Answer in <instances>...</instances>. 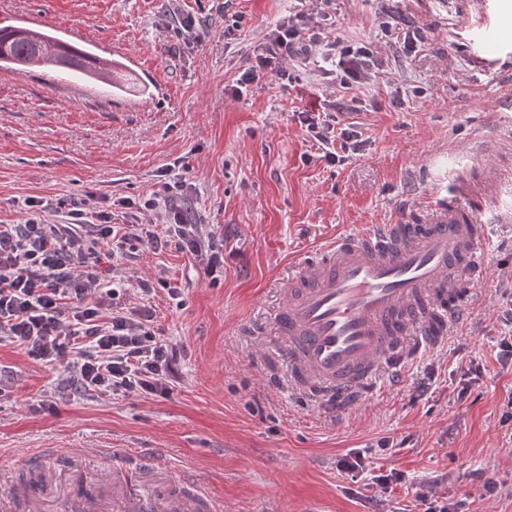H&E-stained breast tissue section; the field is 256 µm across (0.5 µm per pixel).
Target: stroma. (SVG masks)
Wrapping results in <instances>:
<instances>
[{"mask_svg": "<svg viewBox=\"0 0 512 512\" xmlns=\"http://www.w3.org/2000/svg\"><path fill=\"white\" fill-rule=\"evenodd\" d=\"M313 0H0V13L36 16L78 43L108 42L135 56V87L112 96L33 71L0 69V221L20 222L26 198H84L97 206L159 188L175 164L191 188V221L224 234V275L186 254L139 247L103 258L104 277L155 280L156 325L177 349L165 396L80 397L56 370L0 342V469L55 448H102L116 464L159 458L201 481L224 512H421L418 493L463 501L466 512H512V0H333L348 39L386 61L353 123L364 143L330 165L301 115L324 113L335 87L296 64L290 85L263 78L241 97L226 88L250 47L283 15ZM193 15L201 41L176 39L175 13ZM423 28V52L389 46L385 14ZM239 30H232L235 17ZM159 84L139 92L147 76ZM417 87L392 107L397 87ZM495 172L479 200L462 186ZM478 206L489 228L488 274L450 343L379 387L350 414L308 406L283 386L282 341L270 320L292 264L340 233L397 221L423 224L439 197ZM180 287L170 297L168 286ZM481 374L469 378L470 361ZM388 449L377 473L403 483L376 497L337 467L345 454ZM493 480L494 493L483 483Z\"/></svg>", "mask_w": 512, "mask_h": 512, "instance_id": "1", "label": "stroma"}]
</instances>
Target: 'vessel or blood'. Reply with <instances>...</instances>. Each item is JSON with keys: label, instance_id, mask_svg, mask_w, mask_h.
Returning a JSON list of instances; mask_svg holds the SVG:
<instances>
[{"label": "vessel or blood", "instance_id": "obj_1", "mask_svg": "<svg viewBox=\"0 0 512 512\" xmlns=\"http://www.w3.org/2000/svg\"><path fill=\"white\" fill-rule=\"evenodd\" d=\"M486 236L474 210L446 200L429 223L374 224L316 246L314 261L289 278L274 318L286 342L289 394L348 413L376 377L399 386L409 363L464 321L472 285L486 275ZM71 458L72 488L61 487L59 450L47 448L35 458L40 490L21 505L1 492L0 512H201L211 503L158 461L118 468L95 449Z\"/></svg>", "mask_w": 512, "mask_h": 512}]
</instances>
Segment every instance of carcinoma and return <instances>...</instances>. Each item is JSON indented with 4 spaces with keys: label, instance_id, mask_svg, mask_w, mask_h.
<instances>
[{
    "label": "carcinoma",
    "instance_id": "cac0c4a2",
    "mask_svg": "<svg viewBox=\"0 0 512 512\" xmlns=\"http://www.w3.org/2000/svg\"><path fill=\"white\" fill-rule=\"evenodd\" d=\"M32 67L50 73L63 68L77 81L96 83L110 93L129 90L118 77L123 65L106 62L94 49L57 36L51 27L0 25V69L24 72Z\"/></svg>",
    "mask_w": 512,
    "mask_h": 512
}]
</instances>
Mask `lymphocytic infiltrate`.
Returning <instances> with one entry per match:
<instances>
[{"label": "lymphocytic infiltrate", "mask_w": 512, "mask_h": 512, "mask_svg": "<svg viewBox=\"0 0 512 512\" xmlns=\"http://www.w3.org/2000/svg\"><path fill=\"white\" fill-rule=\"evenodd\" d=\"M316 9L277 21L253 46L231 87L232 96L266 76L292 80L289 67L320 57L321 73L341 92L332 113L307 114L306 130L327 163L359 151L361 134L339 120L356 111V91L381 77V59L363 44L338 34L328 11ZM162 193L115 199L92 208L87 200L24 202L20 224L0 223V341L23 349L32 359L60 369L81 396L117 392L164 395L169 391L174 349L153 325L149 281L138 283L139 304L127 303L121 284L103 278L102 255H123L136 242L159 252L189 254L208 276L224 269V242L207 224L188 222L178 199L186 182L163 183ZM131 211L132 221H115V208ZM62 220H54V213Z\"/></svg>", "instance_id": "f902f5d3"}]
</instances>
